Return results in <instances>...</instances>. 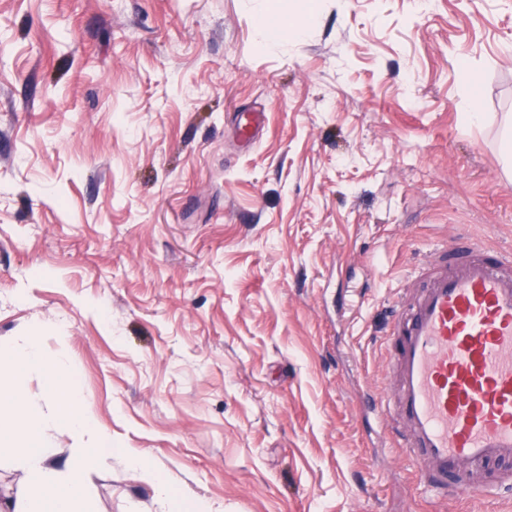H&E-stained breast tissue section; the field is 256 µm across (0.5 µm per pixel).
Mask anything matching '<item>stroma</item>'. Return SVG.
<instances>
[{
  "label": "stroma",
  "instance_id": "obj_1",
  "mask_svg": "<svg viewBox=\"0 0 512 512\" xmlns=\"http://www.w3.org/2000/svg\"><path fill=\"white\" fill-rule=\"evenodd\" d=\"M511 122L512 0H0V343L111 433L88 512H161L129 451L200 512H512L364 407L432 246L512 250Z\"/></svg>",
  "mask_w": 512,
  "mask_h": 512
}]
</instances>
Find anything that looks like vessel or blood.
<instances>
[{
    "label": "vessel or blood",
    "instance_id": "vessel-or-blood-1",
    "mask_svg": "<svg viewBox=\"0 0 512 512\" xmlns=\"http://www.w3.org/2000/svg\"><path fill=\"white\" fill-rule=\"evenodd\" d=\"M383 393L369 406L420 484L476 498L483 467L512 461V253L456 234L400 290Z\"/></svg>",
    "mask_w": 512,
    "mask_h": 512
}]
</instances>
